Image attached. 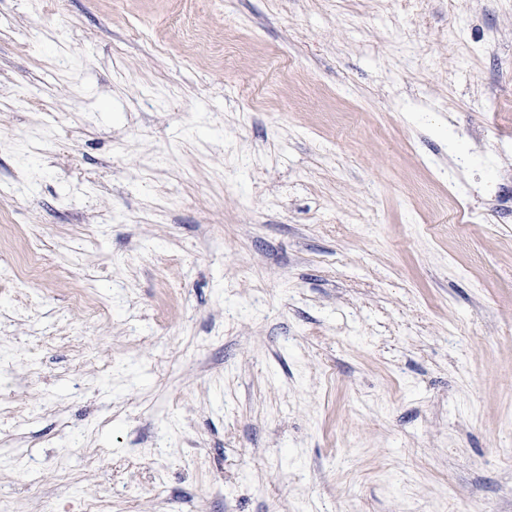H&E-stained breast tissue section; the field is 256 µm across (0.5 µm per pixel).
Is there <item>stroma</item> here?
I'll use <instances>...</instances> for the list:
<instances>
[{
    "mask_svg": "<svg viewBox=\"0 0 512 512\" xmlns=\"http://www.w3.org/2000/svg\"><path fill=\"white\" fill-rule=\"evenodd\" d=\"M172 10L0 0V502L512 512V0Z\"/></svg>",
    "mask_w": 512,
    "mask_h": 512,
    "instance_id": "obj_1",
    "label": "stroma"
}]
</instances>
